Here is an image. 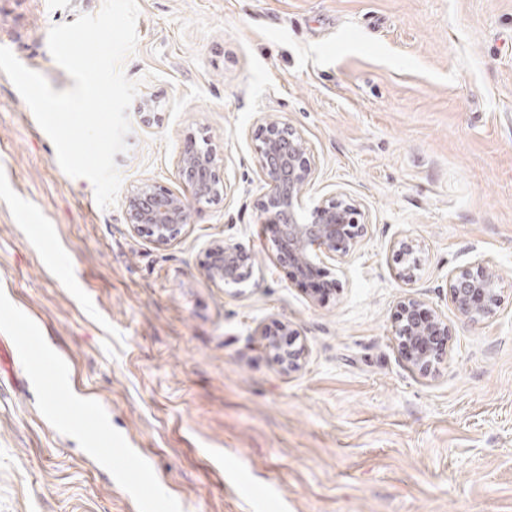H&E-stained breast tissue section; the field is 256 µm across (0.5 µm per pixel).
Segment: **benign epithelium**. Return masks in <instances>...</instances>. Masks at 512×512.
I'll use <instances>...</instances> for the list:
<instances>
[{
  "instance_id": "7a95c632",
  "label": "benign epithelium",
  "mask_w": 512,
  "mask_h": 512,
  "mask_svg": "<svg viewBox=\"0 0 512 512\" xmlns=\"http://www.w3.org/2000/svg\"><path fill=\"white\" fill-rule=\"evenodd\" d=\"M255 162L267 192L254 201L266 231L277 246L280 260L298 275L313 276L324 259L341 261L352 253L368 228L360 208L338 196L326 198L304 211L302 195L315 175L307 140L289 124L266 116L256 137ZM216 157L196 143L185 145L178 174L194 199L210 201L221 194ZM126 220L133 233L158 245L179 240L189 223V204L182 196L148 180L131 188ZM204 275L217 285L240 284L252 275V257L237 244L213 242L205 249ZM499 278L491 258L478 260L477 271L448 272L447 301L465 320L477 323L493 311L499 300ZM398 343L409 363L428 373L447 353L448 324L433 308L412 293L399 301ZM265 349L285 371L301 368L305 351L285 342L277 333L263 332Z\"/></svg>"
}]
</instances>
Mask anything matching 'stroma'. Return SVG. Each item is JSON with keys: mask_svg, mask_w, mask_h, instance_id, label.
I'll return each mask as SVG.
<instances>
[{"mask_svg": "<svg viewBox=\"0 0 512 512\" xmlns=\"http://www.w3.org/2000/svg\"><path fill=\"white\" fill-rule=\"evenodd\" d=\"M103 0H0V46L73 87L51 26ZM137 81L122 185L103 209L0 71V337L40 328L43 347L0 374V512H138L139 493L178 512H512V0H138ZM159 117L144 124V101ZM271 115L309 142L302 202L357 201L368 233L326 261L316 294L278 258L253 207L266 187L254 132ZM207 143L226 191L197 202L179 178ZM148 178L190 198L185 235L158 246L125 216ZM417 243L413 283L394 241ZM253 256L246 283L218 286L213 241ZM493 259L500 304L479 323L446 301L448 273ZM416 294L451 335L430 373L395 335ZM306 351L282 371L263 328ZM70 362L59 414L92 398L100 428L47 420L30 373ZM119 448L153 481L138 490L86 457Z\"/></svg>", "mask_w": 512, "mask_h": 512, "instance_id": "35a3bbf8", "label": "stroma"}]
</instances>
